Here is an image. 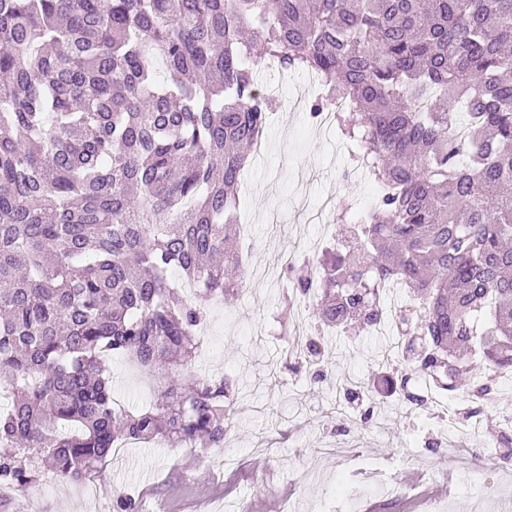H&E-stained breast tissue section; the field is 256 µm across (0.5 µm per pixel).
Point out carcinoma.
I'll return each mask as SVG.
<instances>
[{
  "label": "carcinoma",
  "mask_w": 512,
  "mask_h": 512,
  "mask_svg": "<svg viewBox=\"0 0 512 512\" xmlns=\"http://www.w3.org/2000/svg\"><path fill=\"white\" fill-rule=\"evenodd\" d=\"M247 29L319 78L311 118L348 101L339 130L383 189L289 266L317 331L373 329L398 284L416 306L386 396L425 406L418 370L482 402L512 370V0H0V486L80 482L129 440L224 447L234 381L170 370L242 287L224 266L275 105ZM114 358L156 374L148 409L115 402Z\"/></svg>",
  "instance_id": "obj_1"
}]
</instances>
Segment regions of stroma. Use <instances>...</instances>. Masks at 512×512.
<instances>
[{
  "label": "stroma",
  "mask_w": 512,
  "mask_h": 512,
  "mask_svg": "<svg viewBox=\"0 0 512 512\" xmlns=\"http://www.w3.org/2000/svg\"><path fill=\"white\" fill-rule=\"evenodd\" d=\"M254 70L278 108L237 202L248 293L211 305L207 346L187 369L247 385L227 446L155 441L124 448L94 476L40 485L18 494L19 505L28 512H114L121 491L138 496L139 512H504L512 503V472L499 449H431L425 433L434 424L426 410L375 392L377 360L390 337H328L323 383L289 370L281 332L312 322L314 311L300 316L292 309L286 260L320 258L339 229L337 213H366L374 188L353 166V143L315 129L307 112L317 91L311 76L281 73L263 60ZM111 371L118 404L137 409L154 400L147 372L119 359ZM352 379L368 388L369 420L353 418L346 404L344 387ZM329 440L359 441L360 458L328 456Z\"/></svg>",
  "instance_id": "1"
}]
</instances>
